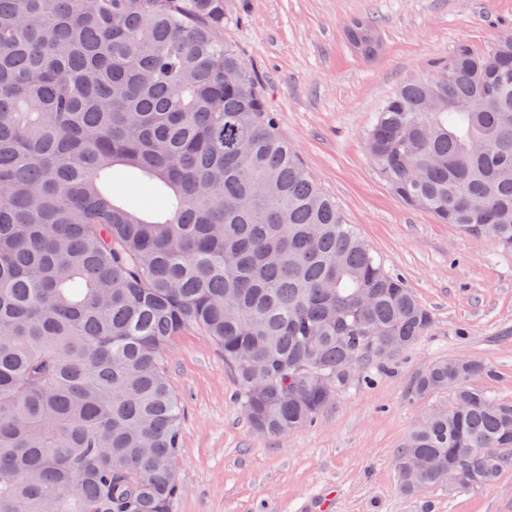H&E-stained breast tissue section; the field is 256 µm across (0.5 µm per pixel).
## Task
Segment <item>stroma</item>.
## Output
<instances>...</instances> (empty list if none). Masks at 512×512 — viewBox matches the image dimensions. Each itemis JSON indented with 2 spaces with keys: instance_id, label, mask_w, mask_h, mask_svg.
Returning <instances> with one entry per match:
<instances>
[{
  "instance_id": "obj_1",
  "label": "stroma",
  "mask_w": 512,
  "mask_h": 512,
  "mask_svg": "<svg viewBox=\"0 0 512 512\" xmlns=\"http://www.w3.org/2000/svg\"><path fill=\"white\" fill-rule=\"evenodd\" d=\"M371 21L383 43L361 58L346 32ZM512 32V0H224V37L256 78L280 133L347 223L430 312L417 344L341 395L306 427L255 433L235 400L223 351L198 333L165 356L183 419V489L171 512H307L327 490L331 512H512V468L492 486L404 491L397 453L433 406L410 378L445 357L492 366L473 384L512 399V251L405 206L374 170L366 134L407 79L427 75L459 42L488 50Z\"/></svg>"
}]
</instances>
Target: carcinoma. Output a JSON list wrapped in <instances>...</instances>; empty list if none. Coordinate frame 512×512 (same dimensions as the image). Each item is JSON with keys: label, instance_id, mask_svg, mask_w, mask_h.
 Listing matches in <instances>:
<instances>
[{"label": "carcinoma", "instance_id": "cac0c4a2", "mask_svg": "<svg viewBox=\"0 0 512 512\" xmlns=\"http://www.w3.org/2000/svg\"><path fill=\"white\" fill-rule=\"evenodd\" d=\"M349 39L377 57L369 24ZM432 70L385 101L370 159L405 205L512 248V33ZM117 166L167 194L162 217L105 181ZM431 322L275 126L224 0H0V512H170L178 336L224 351L251 427L276 437ZM478 376L495 373L443 358L410 380L449 399L399 451L422 465L406 492L450 464L465 490L512 466V400Z\"/></svg>", "mask_w": 512, "mask_h": 512}]
</instances>
